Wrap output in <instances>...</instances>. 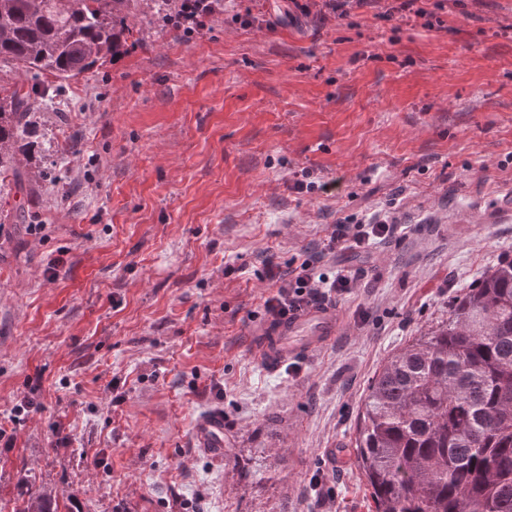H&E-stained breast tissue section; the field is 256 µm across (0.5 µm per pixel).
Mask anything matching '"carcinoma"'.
<instances>
[{"label": "carcinoma", "mask_w": 512, "mask_h": 512, "mask_svg": "<svg viewBox=\"0 0 512 512\" xmlns=\"http://www.w3.org/2000/svg\"><path fill=\"white\" fill-rule=\"evenodd\" d=\"M140 0H0V63L61 81L123 52ZM51 87L0 86V177L33 176L17 154ZM375 512H512V260L490 269L372 379L356 439ZM13 512H59L28 480Z\"/></svg>", "instance_id": "carcinoma-1"}]
</instances>
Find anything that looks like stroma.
<instances>
[{
  "instance_id": "35a3bbf8",
  "label": "stroma",
  "mask_w": 512,
  "mask_h": 512,
  "mask_svg": "<svg viewBox=\"0 0 512 512\" xmlns=\"http://www.w3.org/2000/svg\"><path fill=\"white\" fill-rule=\"evenodd\" d=\"M425 6L430 27L230 0L192 37L143 13L125 54L57 82L32 195L0 184V512L22 475L70 512H372L369 384L512 260V0ZM382 211L392 242L325 261L358 275L336 338L265 369L263 257L298 267ZM215 411L220 456L195 435Z\"/></svg>"
}]
</instances>
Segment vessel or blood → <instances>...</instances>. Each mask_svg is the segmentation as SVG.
I'll return each mask as SVG.
<instances>
[{
    "mask_svg": "<svg viewBox=\"0 0 512 512\" xmlns=\"http://www.w3.org/2000/svg\"><path fill=\"white\" fill-rule=\"evenodd\" d=\"M341 327L334 307L316 306L267 322L257 333L253 355L264 367L276 369L286 361L309 356L326 346ZM196 436L203 447L214 453L224 450V417L212 413L201 418Z\"/></svg>",
    "mask_w": 512,
    "mask_h": 512,
    "instance_id": "1",
    "label": "vessel or blood"
}]
</instances>
